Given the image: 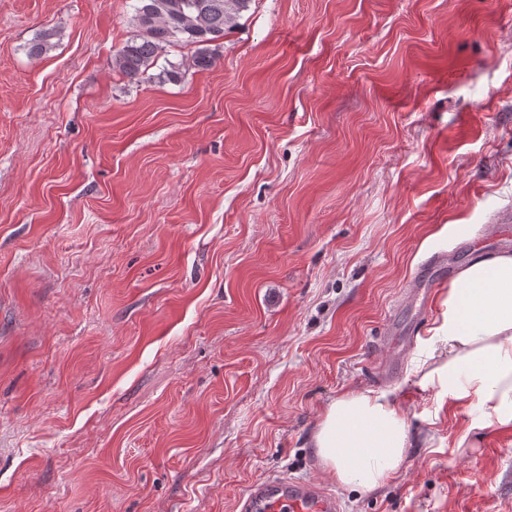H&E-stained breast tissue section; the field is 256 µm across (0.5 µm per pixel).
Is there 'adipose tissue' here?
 Returning a JSON list of instances; mask_svg holds the SVG:
<instances>
[{
	"label": "adipose tissue",
	"instance_id": "1",
	"mask_svg": "<svg viewBox=\"0 0 512 512\" xmlns=\"http://www.w3.org/2000/svg\"><path fill=\"white\" fill-rule=\"evenodd\" d=\"M443 319L417 360L419 386L463 408L470 423L460 442L481 431L512 429V253L480 257L450 281ZM311 444L338 486L378 489L406 457L405 414L392 391L336 397Z\"/></svg>",
	"mask_w": 512,
	"mask_h": 512
}]
</instances>
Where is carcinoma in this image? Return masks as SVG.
I'll use <instances>...</instances> for the list:
<instances>
[{
  "instance_id": "obj_1",
  "label": "carcinoma",
  "mask_w": 512,
  "mask_h": 512,
  "mask_svg": "<svg viewBox=\"0 0 512 512\" xmlns=\"http://www.w3.org/2000/svg\"><path fill=\"white\" fill-rule=\"evenodd\" d=\"M133 21L136 34L112 54V69L131 80H141L166 49L180 42L193 44L190 59L166 60L156 79L179 82L188 68L206 70L216 61L212 49L232 28L251 0H136ZM58 36L54 28L40 31L27 48L31 58L51 51Z\"/></svg>"
}]
</instances>
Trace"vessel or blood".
I'll return each instance as SVG.
<instances>
[{
	"label": "vessel or blood",
	"instance_id": "vessel-or-blood-1",
	"mask_svg": "<svg viewBox=\"0 0 512 512\" xmlns=\"http://www.w3.org/2000/svg\"><path fill=\"white\" fill-rule=\"evenodd\" d=\"M239 512H339L336 497L319 484L274 477L250 485L238 501Z\"/></svg>",
	"mask_w": 512,
	"mask_h": 512
}]
</instances>
